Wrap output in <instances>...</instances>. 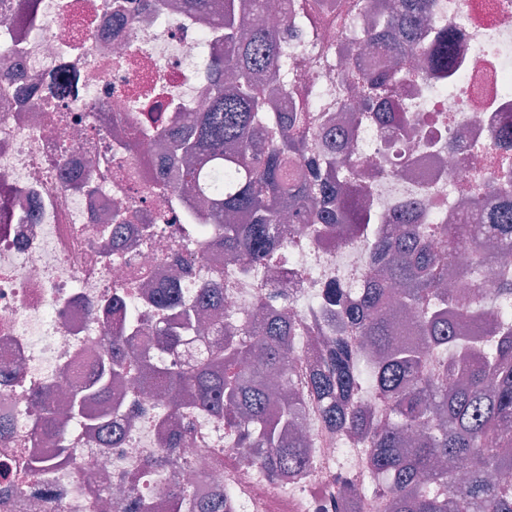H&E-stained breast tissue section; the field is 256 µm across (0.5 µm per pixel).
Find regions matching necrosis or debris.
<instances>
[{
  "label": "necrosis or debris",
  "instance_id": "obj_1",
  "mask_svg": "<svg viewBox=\"0 0 512 512\" xmlns=\"http://www.w3.org/2000/svg\"><path fill=\"white\" fill-rule=\"evenodd\" d=\"M330 19L318 37L294 44L299 71L336 50L337 34L353 38L365 27L368 7L346 28L336 16L346 0H320ZM60 0H36L35 30L13 28L23 51L12 67L20 80L48 69L81 77L77 97L58 111H36L0 88V512H132L144 502L149 512H171L169 489L180 484L201 496L233 489L231 512H320L336 482L363 487L368 468L361 449L339 462L340 444L308 405L302 423L316 460L297 482H271L248 449L235 447L224 422L198 410L177 415L153 383L117 387L113 397L131 419L123 439L102 445L84 421H69L59 439L65 449L53 460L32 438L40 412L31 396L48 392L66 398L82 390L94 373L99 344L114 320L105 314L113 294L123 293L138 319L136 342L165 363L185 362L217 338L196 339L189 351H170L155 334L165 310L154 288L176 284L186 306L201 288L224 290V321L235 328L255 311L260 287L289 302V312L306 322L290 360L302 373L315 349L320 326L312 310L337 269L363 265L360 243L324 245L302 232L306 245L274 273L243 271L222 250L202 242L201 227L186 223L207 204L193 191L172 195L154 188L155 167L133 172L124 141L141 121L128 90L149 82L165 112L176 120L205 111L211 97L200 67L215 47L203 40L184 0H162L160 10L128 0L123 18L100 10L95 27L79 32ZM433 27L451 26L460 41L447 77L422 71L406 83L398 102L411 112L418 131L390 144L374 118L363 115L355 129L360 170L369 176L370 203L379 223L412 213L423 224H482L487 210L512 201V166L502 165L492 146L512 140V0H436ZM82 33L83 55L61 60L59 47ZM101 104L89 112L90 104ZM111 155L97 175L98 192L82 184V172ZM480 191L484 209L473 208ZM127 225L125 247L112 251V227ZM178 430L186 442L160 470L145 469L156 457L161 434Z\"/></svg>",
  "mask_w": 512,
  "mask_h": 512
}]
</instances>
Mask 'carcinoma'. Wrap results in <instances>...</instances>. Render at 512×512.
<instances>
[{"label":"carcinoma","instance_id":"1","mask_svg":"<svg viewBox=\"0 0 512 512\" xmlns=\"http://www.w3.org/2000/svg\"><path fill=\"white\" fill-rule=\"evenodd\" d=\"M31 0H18L16 13L0 25L33 27ZM435 0H379L364 38L398 48H426L435 73L445 77L458 48L453 30L428 31L423 18ZM262 0H185L186 13L211 15L208 36L224 52L206 62L211 101L178 126L154 107L144 116L139 139L128 144V158L143 161L140 142L151 136L167 140L173 161L181 164L173 192L195 190L210 204L224 254L245 268L275 269L285 247L298 249L299 224L314 238L333 241L353 230L364 238L367 261L361 276L368 288L356 299L328 286L317 309L326 322L346 326L358 341L336 332L325 337L307 360L300 384L288 356L298 322L288 310L261 296L257 322L235 329L209 348L205 357L182 365H159L147 349L129 350L131 337L115 331L104 337L102 363L83 390L69 398L67 413L80 414L95 399L105 413L90 416V428H112V387L133 377L154 378L175 410L203 409L224 419L228 435L241 448L254 450L273 481L296 479L313 465L310 441L297 432L306 405L321 409V423L357 439L365 449L375 483L359 491L347 488L329 500L327 512H360L358 499L372 495L387 512H512V484L494 482L492 471H512V288L502 289L498 326L486 335L463 325L482 312L480 289H449V260L461 247L474 263L486 267L487 248L512 247V204L492 212L486 224H407L395 234L373 223L349 191L358 174L357 154L349 144L317 146V119L311 98L317 83L300 84L289 70L288 38H308L321 22L309 0H295L286 27L249 25ZM20 53L0 44V84L10 82V61ZM399 66L373 75L360 73L358 58L340 73L339 94L351 84L361 89V109L372 110L381 124L410 135L414 120L393 106L401 86L415 79ZM39 99L53 112L69 92L54 77L41 78ZM294 98L291 111L275 107L268 90ZM201 305H183L177 289L154 296L156 304L177 313L179 322L158 331L174 348L186 341L204 313L216 317L224 307L221 289H201ZM32 403L42 412V435L53 436L61 421L48 396ZM180 512H227L231 496L208 503L177 486L171 491Z\"/></svg>","mask_w":512,"mask_h":512}]
</instances>
